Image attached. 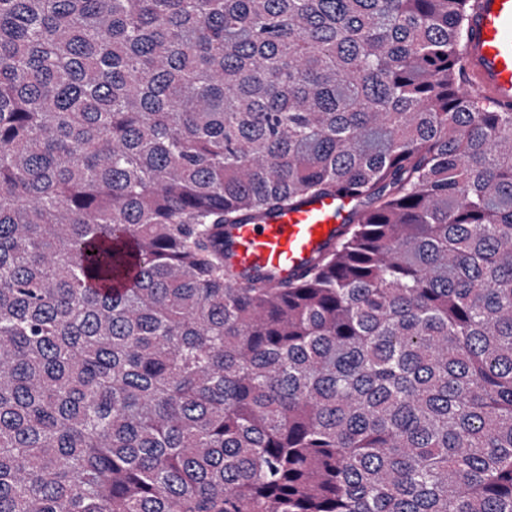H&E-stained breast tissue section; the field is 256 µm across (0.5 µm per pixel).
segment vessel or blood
Returning <instances> with one entry per match:
<instances>
[{
    "instance_id": "vessel-or-blood-1",
    "label": "vessel or blood",
    "mask_w": 512,
    "mask_h": 512,
    "mask_svg": "<svg viewBox=\"0 0 512 512\" xmlns=\"http://www.w3.org/2000/svg\"><path fill=\"white\" fill-rule=\"evenodd\" d=\"M466 73L489 100L512 107V0H478L469 14ZM348 206L329 195L235 225L225 239L235 270L268 275L276 284L299 277L335 244Z\"/></svg>"
}]
</instances>
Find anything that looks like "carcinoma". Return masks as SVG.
Masks as SVG:
<instances>
[{
  "label": "carcinoma",
  "instance_id": "cac0c4a2",
  "mask_svg": "<svg viewBox=\"0 0 512 512\" xmlns=\"http://www.w3.org/2000/svg\"><path fill=\"white\" fill-rule=\"evenodd\" d=\"M474 2L0 0V512H512ZM321 195L307 272H233ZM350 204L329 195L236 224L225 239L234 269L269 275L275 285L299 277L316 255L336 243Z\"/></svg>",
  "mask_w": 512,
  "mask_h": 512
}]
</instances>
